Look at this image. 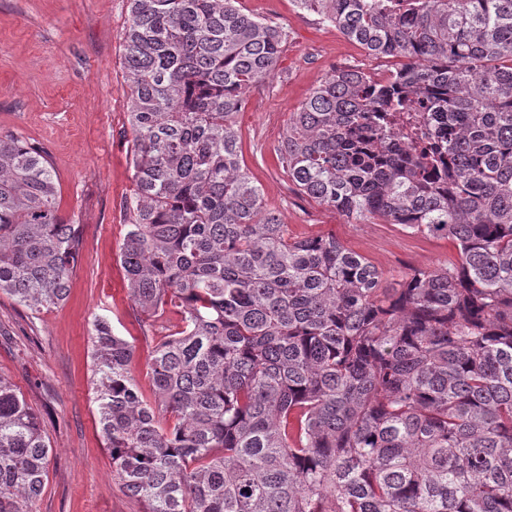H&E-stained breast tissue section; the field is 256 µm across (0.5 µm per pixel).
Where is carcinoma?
Wrapping results in <instances>:
<instances>
[{
    "label": "carcinoma",
    "mask_w": 512,
    "mask_h": 512,
    "mask_svg": "<svg viewBox=\"0 0 512 512\" xmlns=\"http://www.w3.org/2000/svg\"><path fill=\"white\" fill-rule=\"evenodd\" d=\"M393 81L327 77L282 141L300 193L356 224L450 237L397 288L336 237L288 239L234 117L286 36L238 0H130L134 189L119 262L158 327L152 397L95 316L112 479L144 512H512V0H294ZM386 112H434L422 151ZM41 147L0 137V294L62 304L82 248ZM181 313L172 329L167 311ZM53 448L0 375V512H35Z\"/></svg>",
    "instance_id": "carcinoma-1"
}]
</instances>
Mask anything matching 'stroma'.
I'll list each match as a JSON object with an SVG mask.
<instances>
[{
	"mask_svg": "<svg viewBox=\"0 0 512 512\" xmlns=\"http://www.w3.org/2000/svg\"><path fill=\"white\" fill-rule=\"evenodd\" d=\"M239 7L287 33L276 69L249 88L235 116L245 168L265 210L292 239L336 236L389 285L416 268L457 263L452 240L398 224H354L301 194L278 152L294 112L332 71L376 76L391 70L393 59L369 56L294 0H239ZM128 21V0H0V135L40 144L59 178L60 211L83 235L64 304L34 313L0 295V375L33 408L53 448L36 512L144 510L112 479L89 380L91 321L103 315L134 346V374L149 383L152 342L140 330L119 265L132 190Z\"/></svg>",
	"mask_w": 512,
	"mask_h": 512,
	"instance_id": "1",
	"label": "stroma"
}]
</instances>
